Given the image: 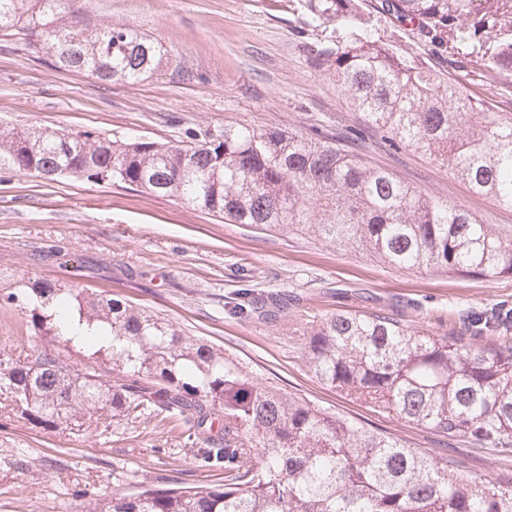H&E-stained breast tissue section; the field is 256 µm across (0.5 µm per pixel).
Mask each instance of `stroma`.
<instances>
[{"instance_id":"1","label":"stroma","mask_w":512,"mask_h":512,"mask_svg":"<svg viewBox=\"0 0 512 512\" xmlns=\"http://www.w3.org/2000/svg\"><path fill=\"white\" fill-rule=\"evenodd\" d=\"M98 24L143 32L168 61L135 83L66 72L0 35V126L56 125L116 137L180 139L185 129L226 120L333 132L359 125L358 111L310 57L325 34L306 0H77ZM380 33L444 72L493 112H512V87L482 83L434 55L415 30L383 20ZM426 194L512 229V209L472 192L451 169L407 149L364 152ZM44 277L105 292L170 320L185 335L223 349L257 382L429 452L461 461L475 477L512 480V453L474 448L350 400L310 370L305 347L319 322L384 313L437 336L462 312L512 308V275L464 277L443 269L400 270L307 235L227 224L173 197L86 179L54 182L0 173V288L8 275ZM287 294L271 316L231 313L241 290ZM40 344L18 310L0 308V351ZM220 484L202 466L178 421L124 420L106 433L33 427L0 409V512H82L86 498L138 481ZM81 489L85 498L73 497Z\"/></svg>"}]
</instances>
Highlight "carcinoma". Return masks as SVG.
I'll use <instances>...</instances> for the list:
<instances>
[{
	"label": "carcinoma",
	"mask_w": 512,
	"mask_h": 512,
	"mask_svg": "<svg viewBox=\"0 0 512 512\" xmlns=\"http://www.w3.org/2000/svg\"><path fill=\"white\" fill-rule=\"evenodd\" d=\"M73 0H0V33L68 53L66 71L103 81L155 74L146 35L96 25ZM332 28L315 67L336 78L363 124L336 135L243 121L173 143L52 125L0 129V172L109 181L174 196L226 224L313 235L391 266L465 277L512 275V230L412 189L346 149L368 133L440 160L477 193L512 208V112H490L458 80L379 35L381 18L416 27L437 54L512 78V0H308ZM42 339L92 353L79 367L44 348L0 360V397L36 428L87 431L100 420L175 418L224 483L141 481L88 501L85 512H512V481L477 480L461 463L360 426L256 382L240 364L169 320L112 295L29 277L0 290ZM317 377L350 399L474 448L512 452V324L497 311L435 336L380 314L325 318L307 344ZM125 374L110 385L103 367ZM224 413L213 431L212 415Z\"/></svg>",
	"instance_id": "obj_1"
}]
</instances>
